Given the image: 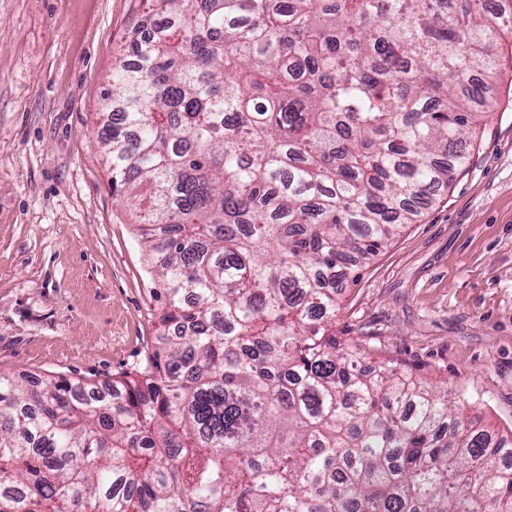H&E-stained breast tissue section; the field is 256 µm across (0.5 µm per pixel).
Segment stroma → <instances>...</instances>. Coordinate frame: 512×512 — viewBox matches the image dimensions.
Here are the masks:
<instances>
[{"label": "stroma", "mask_w": 512, "mask_h": 512, "mask_svg": "<svg viewBox=\"0 0 512 512\" xmlns=\"http://www.w3.org/2000/svg\"><path fill=\"white\" fill-rule=\"evenodd\" d=\"M150 0H0V370L97 382L135 366L164 301L112 194L101 102ZM469 167L356 269L338 336L512 427V107Z\"/></svg>", "instance_id": "1"}]
</instances>
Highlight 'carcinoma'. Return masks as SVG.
Returning a JSON list of instances; mask_svg holds the SVG:
<instances>
[{
  "instance_id": "obj_1",
  "label": "carcinoma",
  "mask_w": 512,
  "mask_h": 512,
  "mask_svg": "<svg viewBox=\"0 0 512 512\" xmlns=\"http://www.w3.org/2000/svg\"><path fill=\"white\" fill-rule=\"evenodd\" d=\"M112 194L164 285L103 386L0 371V512H512V428L336 336L346 276L500 107L488 0H154Z\"/></svg>"
}]
</instances>
